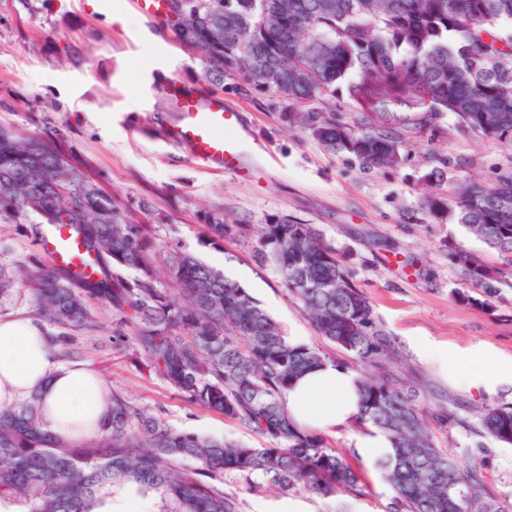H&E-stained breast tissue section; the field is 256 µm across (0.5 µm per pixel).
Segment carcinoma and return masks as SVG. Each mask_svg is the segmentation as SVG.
<instances>
[{"label": "carcinoma", "instance_id": "carcinoma-1", "mask_svg": "<svg viewBox=\"0 0 512 512\" xmlns=\"http://www.w3.org/2000/svg\"><path fill=\"white\" fill-rule=\"evenodd\" d=\"M193 2L196 8L169 29L198 55L209 83L222 89L239 71L250 90L288 97V122L367 165L382 166L400 151L391 129L445 112L484 137L512 135V75L463 68L467 47L488 61L512 57V39L496 29L497 21L512 19V0H386L380 15L366 12L364 0ZM264 3L288 9L301 23L286 33L261 32ZM342 81L366 120L360 128L322 121L306 109L319 94L334 95ZM59 184L68 194L57 192ZM426 208L456 216L489 246L512 254V172L490 187L461 185L431 196ZM21 214L75 228L103 264L77 288L65 283L66 269L55 274L40 259L0 265V295L17 283L28 286L42 316L64 328L94 330L90 304H112L118 334L138 361L186 402L223 414L266 445L175 429L117 392L102 435L66 443L42 428L33 395L0 410V497L26 502L28 512H89L104 485L135 483L160 494L159 512H238L224 492L225 475L326 498L366 485L363 469L298 426L285 407L293 381L326 363L322 351L290 340L245 288L190 254L170 257L176 292L158 287L143 226L124 223L112 197L66 166L51 141L1 127L0 224ZM232 230L220 211L205 218L213 245ZM259 245L319 334L357 365L356 423L382 431L392 445V454L374 464L394 492L390 512H505L477 467L463 469L435 447L418 404V378L400 386L389 379V336L331 245L312 225L284 218L261 227ZM452 260L470 281L488 286L491 274L477 254L456 250ZM121 269L138 275L125 279ZM481 424L512 445V407L484 409Z\"/></svg>", "mask_w": 512, "mask_h": 512}]
</instances>
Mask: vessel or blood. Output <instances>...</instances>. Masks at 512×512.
Wrapping results in <instances>:
<instances>
[{
  "label": "vessel or blood",
  "mask_w": 512,
  "mask_h": 512,
  "mask_svg": "<svg viewBox=\"0 0 512 512\" xmlns=\"http://www.w3.org/2000/svg\"><path fill=\"white\" fill-rule=\"evenodd\" d=\"M166 95L178 115L172 141L185 147L196 164L244 181L263 169L269 148L243 132L237 110L225 105L223 97L196 94L176 78L170 80ZM43 251L52 266L70 269L76 277L87 278L98 271L81 237L68 226H49Z\"/></svg>",
  "instance_id": "b4317fda"
}]
</instances>
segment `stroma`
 <instances>
[{
	"mask_svg": "<svg viewBox=\"0 0 512 512\" xmlns=\"http://www.w3.org/2000/svg\"><path fill=\"white\" fill-rule=\"evenodd\" d=\"M127 14L116 24V10ZM212 93L202 65L173 40L164 22L128 0H103L87 11L82 0H0V127L54 141L65 161L112 194L132 223L145 225L160 247L159 287H171L166 260L190 253L224 272L278 321L291 339L321 348L332 363L351 357L319 335L278 269L258 255V229L273 218L314 226L341 259L353 283L373 304L397 355L396 378L420 374V403L437 448L461 465L477 466L490 493L512 510V445L490 437L480 415L512 405V386L486 394L451 384L422 350L456 352L487 347L512 354V273L497 249L447 215H431L426 197L464 183L495 184L512 170V136L484 137L447 114L416 128L396 129L401 161L376 168L346 151L323 146L286 117L285 99L241 92L225 80L221 95L242 116L245 130L273 154L254 181L209 173L186 149L170 144L177 121L166 98L169 78ZM223 210L233 236L212 245L203 234L205 212ZM22 230L0 231V265L42 257L33 218ZM478 252L496 276L473 285L451 253ZM95 331L47 325L49 336L71 338L69 360L99 374L118 392L170 426L199 435L262 446V438L224 415L188 405L160 376L137 363L116 333L111 305L93 304ZM358 429L325 432L327 446L354 456ZM351 497L354 512H385L392 492L374 468ZM225 492L238 512H334V501L306 491L283 494L267 484L231 476Z\"/></svg>",
	"mask_w": 512,
	"mask_h": 512,
	"instance_id": "1",
	"label": "stroma"
}]
</instances>
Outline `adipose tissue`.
<instances>
[{
  "label": "adipose tissue",
  "instance_id": "obj_1",
  "mask_svg": "<svg viewBox=\"0 0 512 512\" xmlns=\"http://www.w3.org/2000/svg\"><path fill=\"white\" fill-rule=\"evenodd\" d=\"M427 358L457 386L494 391L512 384V356L485 350L452 354L443 347L426 348ZM40 398L44 429L77 442L101 433L110 408L103 382L81 364H61L50 354L40 320L29 316L0 318V409ZM286 407L296 424L330 431L353 422L360 411L356 375L327 363L302 374L288 390ZM90 512H158L153 496L136 486H108L89 506Z\"/></svg>",
  "mask_w": 512,
  "mask_h": 512
}]
</instances>
